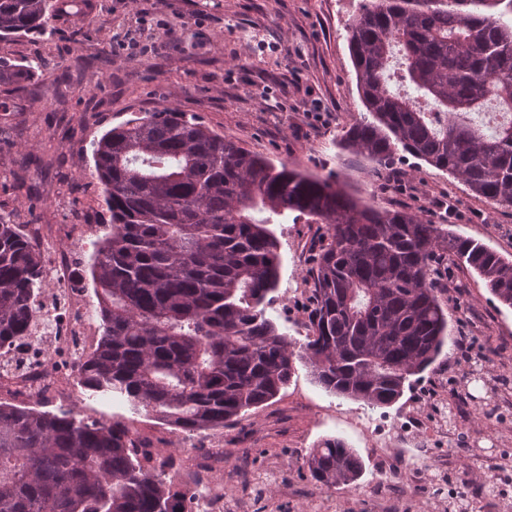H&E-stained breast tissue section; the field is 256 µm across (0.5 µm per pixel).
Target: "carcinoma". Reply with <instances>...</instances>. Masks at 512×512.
Returning <instances> with one entry per match:
<instances>
[{
	"instance_id": "carcinoma-1",
	"label": "carcinoma",
	"mask_w": 512,
	"mask_h": 512,
	"mask_svg": "<svg viewBox=\"0 0 512 512\" xmlns=\"http://www.w3.org/2000/svg\"><path fill=\"white\" fill-rule=\"evenodd\" d=\"M53 0H0V40L46 30ZM512 0H367L348 29L369 117L339 146L390 170L403 151L477 196L512 206ZM400 79L418 95L394 92ZM33 63L0 61V84ZM494 105L485 136L458 121ZM111 230L90 274L101 330L78 364L97 401L120 398L190 435L239 422L274 399L297 364L327 392L389 407L440 356L448 315L434 259L449 254L512 308V261L405 210L360 203L339 182L253 153L197 117L139 112L91 143ZM325 225L312 255L306 342L266 316L279 276L268 225ZM41 255L0 217V346L25 337ZM303 465L319 487L357 481L363 463L339 439ZM0 512H187L165 465L139 453L131 424L0 401Z\"/></svg>"
}]
</instances>
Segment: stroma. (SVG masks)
Listing matches in <instances>:
<instances>
[{"label": "stroma", "mask_w": 512, "mask_h": 512, "mask_svg": "<svg viewBox=\"0 0 512 512\" xmlns=\"http://www.w3.org/2000/svg\"><path fill=\"white\" fill-rule=\"evenodd\" d=\"M360 0H89L56 9L45 33L0 41V59L35 61L37 74L0 85V212L18 224H59L70 211L95 228L80 253L87 269L93 243L110 220L87 149L134 113L169 107L198 115L212 130L275 164L336 176L356 199L379 209L421 213L512 260V208L473 194L460 180L413 157L375 172L342 151L343 133L366 113L350 59L347 27ZM170 36L154 38L156 25ZM266 96L260 106L258 96ZM275 298L267 316L280 333L304 342L310 309L309 258L319 225L282 219ZM438 286L450 339L420 381L392 406L326 392L298 368L280 394L240 422L185 437L155 418L133 416L119 400L76 393L84 417L133 419L170 461L176 490L190 493L194 458L224 461V497L240 512H374L370 490L388 482L392 512H457L458 495L488 499L474 477L512 474V456L470 451L483 438L512 447V308L470 269L452 266ZM485 352L489 385H470L457 361L462 343ZM455 418L437 440L424 423ZM326 438L344 440L362 458L353 484L318 489L301 464Z\"/></svg>", "instance_id": "35a3bbf8"}]
</instances>
